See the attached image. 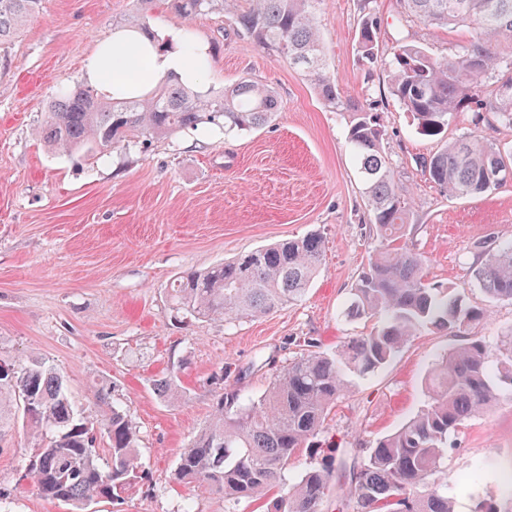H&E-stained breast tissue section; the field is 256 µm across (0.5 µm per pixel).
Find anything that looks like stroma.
Wrapping results in <instances>:
<instances>
[{"label": "stroma", "instance_id": "stroma-1", "mask_svg": "<svg viewBox=\"0 0 512 512\" xmlns=\"http://www.w3.org/2000/svg\"><path fill=\"white\" fill-rule=\"evenodd\" d=\"M381 64L356 50L360 0H317L315 22L329 72L347 98L378 113L384 150L408 188L413 221L408 242L427 259L431 284L454 287L466 306H489L469 333L494 342L512 331V302L486 304L471 268L477 241L512 234V183L493 193L450 198L418 164L438 147L390 95L384 60L398 34L436 56L453 55L468 27L422 23L398 31L400 0H373ZM131 0H42L18 37L0 46V359L33 354L55 366L80 407L96 413L89 385L111 381L113 403L139 425L142 467L120 501L90 512H224L203 489L174 483L180 453L207 423L214 377L242 370L239 387L261 394L310 336L331 350L370 330L347 320L344 306L377 246L367 220L357 167L346 143L347 117L327 107L303 72L239 33L230 12L182 23L158 12L159 35L187 28L211 49L206 86L242 79L273 88L281 109L266 126L221 129L152 140L123 152H52L34 130L58 84H79L93 45L124 26ZM316 232L325 240L320 271L300 301L251 320L181 322L168 289L188 268H206L261 246ZM460 337L427 330L384 368L349 376V388L325 422L316 446L302 449L289 478L327 464L353 466L372 442L424 403V378ZM175 373L184 401H166L154 379ZM439 472L455 512H473L465 476L484 468V485L500 498L512 469V398L450 434ZM38 448L22 426L0 440V501L8 512H69L42 496L26 474Z\"/></svg>", "mask_w": 512, "mask_h": 512}]
</instances>
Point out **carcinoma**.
Listing matches in <instances>:
<instances>
[{
    "label": "carcinoma",
    "mask_w": 512,
    "mask_h": 512,
    "mask_svg": "<svg viewBox=\"0 0 512 512\" xmlns=\"http://www.w3.org/2000/svg\"><path fill=\"white\" fill-rule=\"evenodd\" d=\"M317 0H132L128 27L159 39L150 21L158 9L183 20L204 11H234L237 28L277 58H286L310 78L328 106L347 111V141L357 163L370 224L380 248L350 289L345 314L375 321L364 336L345 341L331 353L312 337H301L299 356L279 369L258 397H246L228 384L216 395L211 420L183 450L174 480L195 484L224 500L236 512L242 499L269 498L268 512H320L335 463L306 471L292 484L288 460L324 429L329 412L348 388L347 376H365L391 362L420 329L455 335L488 316L481 307H464L452 288L427 282L425 256L403 240L412 223L409 191L395 179L383 151L385 129L378 114L350 111L338 80L328 71L314 19ZM364 12L356 48L361 59L378 62L379 25ZM398 23L414 18L436 27L467 26L472 39L457 53L435 57L426 49L396 41L392 47L389 92L418 128L443 135L463 112L483 115L512 127V0H403ZM41 0H0V46L10 42L39 11ZM280 111L270 87L243 80L220 92L184 85L170 74L152 91L124 101L107 99L90 87L62 86L36 128L52 150H127L142 141L213 126L250 132ZM512 168V145L467 133L422 161V172L444 195L463 198L506 185L496 174ZM472 275L487 302H512V236L477 245ZM324 253L320 235L287 239L239 258L190 270L170 290L176 313L201 321L231 322L267 314L299 300L318 272ZM427 402L394 432L376 439L365 460L349 469L353 512H454L448 488L437 475L448 436L476 414L499 402L512 388V331L491 344L470 336L437 360L425 378ZM165 400L184 397L177 376L155 381ZM92 397L99 408L84 415L72 400L63 376L38 357L0 360V438L26 423L45 437L32 460L30 476L40 493L87 512L100 501H118L139 472V429L112 404V383L97 382ZM107 439L109 459L98 457L97 437ZM474 512H501L486 495L481 471L466 480Z\"/></svg>",
    "instance_id": "carcinoma-1"
}]
</instances>
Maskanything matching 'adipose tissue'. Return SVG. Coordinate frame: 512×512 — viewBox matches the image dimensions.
<instances>
[{
    "label": "adipose tissue",
    "mask_w": 512,
    "mask_h": 512,
    "mask_svg": "<svg viewBox=\"0 0 512 512\" xmlns=\"http://www.w3.org/2000/svg\"><path fill=\"white\" fill-rule=\"evenodd\" d=\"M168 42V48L162 49L139 31L115 30L92 49L84 67L85 79L99 95L115 101L147 94L170 74L186 85L201 86L210 70L209 46L199 42L193 53H186L177 31L169 35Z\"/></svg>",
    "instance_id": "1"
}]
</instances>
